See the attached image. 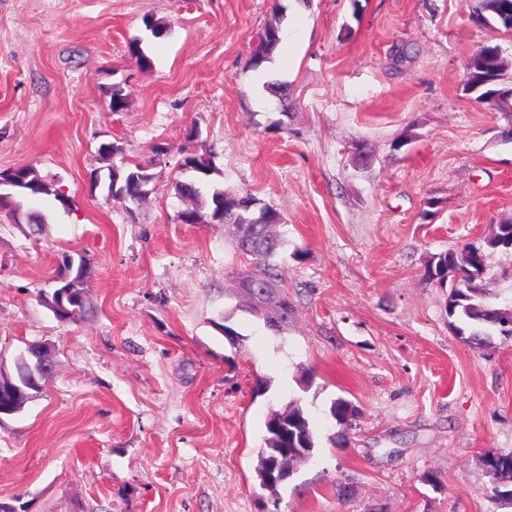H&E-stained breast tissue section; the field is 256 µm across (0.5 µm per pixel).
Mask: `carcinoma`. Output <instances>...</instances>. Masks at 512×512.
Instances as JSON below:
<instances>
[{"instance_id":"1","label":"carcinoma","mask_w":512,"mask_h":512,"mask_svg":"<svg viewBox=\"0 0 512 512\" xmlns=\"http://www.w3.org/2000/svg\"><path fill=\"white\" fill-rule=\"evenodd\" d=\"M261 44L249 61V68L259 70L264 63L271 61L274 51L282 42L283 28L281 19H276L264 27L260 33ZM109 108L113 112H124L129 107V93L125 88L114 84L109 89ZM100 157L112 161L107 166V172L101 173L96 168L90 173L93 186L101 183L107 185V190H114L124 196L128 202H140L149 196L153 190L154 174L149 172L155 161L147 164L117 165L113 159L123 153L121 146L106 142L99 146ZM181 167L191 169L199 174L198 179L179 182L176 185L178 194L190 199L194 207L190 208L191 216L197 224L216 222L231 225L240 229V225L249 224L253 229L248 244L241 243L240 238L234 239L236 251L247 258L252 264L251 270L245 275L252 277L257 283L263 284L269 280L277 281L274 273L273 262L279 253L288 244L283 235L269 237L264 233V225L254 223L258 215L270 214L273 219L283 222L281 213L272 206L257 207L256 200L249 194L236 195L224 191L216 184L207 182V177L213 172V157L209 153H191L183 158ZM17 181L11 184L16 189L14 200L21 203L25 200L40 199L47 201L54 208L68 213L72 210V202L69 197L60 193L53 185L48 183L33 166H25L15 169ZM512 248V237L502 235L495 237L487 235L481 243H467L457 251L441 253L433 258L425 268L424 276L428 280L441 284L448 279V273L459 270L468 274L471 286L450 290L445 305L448 316V326L452 332L463 342L475 349H481L494 335L505 338L512 337V329H504L501 326V317L505 313H512V306L500 307L492 301V297L483 288L475 285L487 267V259L491 252L497 249L509 250ZM93 268L89 260L79 254L75 257L74 268L71 275L79 276L78 290L81 296L74 299L71 305L73 315L82 313L86 308V284L91 277ZM291 308L281 307L277 310H268L257 314L268 329L277 334L283 333L288 328ZM356 409L349 401L342 397L336 398L330 405V416L341 426L349 425V420L354 416ZM285 422L295 438L297 451L280 458V463L292 466L300 460H309L316 448L315 432L310 424L308 415L298 401L288 403V411L279 412L273 410L265 422V445L261 455L259 468L256 470V478L263 489L276 490L277 486L266 480L269 449L282 447V437L278 432L280 423ZM486 472L492 478V491L498 496L512 497V454L484 458Z\"/></svg>"}]
</instances>
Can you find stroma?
<instances>
[{
  "mask_svg": "<svg viewBox=\"0 0 512 512\" xmlns=\"http://www.w3.org/2000/svg\"><path fill=\"white\" fill-rule=\"evenodd\" d=\"M283 6L291 41L266 76L253 42ZM478 0H0V171L35 167L71 213L26 235L0 211V365L28 344L56 371L0 419V503L17 512H512L483 459L512 452V338L448 327L440 253L512 221V112L464 84ZM166 24L155 38L144 18ZM141 39L150 68L127 45ZM407 47L405 62L394 59ZM288 85L281 109L265 81ZM123 85L128 110H109ZM152 163L126 210L93 187L101 142ZM169 152L154 159L152 149ZM283 217L276 336L224 288L249 269L220 224H183L184 157ZM94 266L88 308L43 304L62 252ZM233 327L229 341L223 326ZM267 377L268 392L255 389ZM352 402L350 426L329 415ZM301 401L312 458L256 479L271 410Z\"/></svg>",
  "mask_w": 512,
  "mask_h": 512,
  "instance_id": "1",
  "label": "stroma"
}]
</instances>
